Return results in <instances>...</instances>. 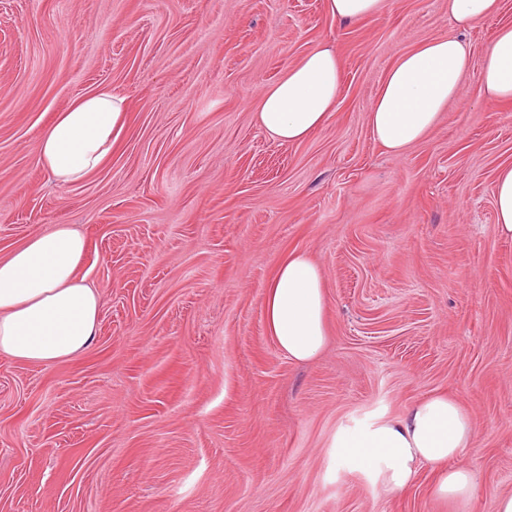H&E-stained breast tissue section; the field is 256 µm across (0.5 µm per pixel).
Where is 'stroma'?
Instances as JSON below:
<instances>
[{
	"label": "stroma",
	"instance_id": "1",
	"mask_svg": "<svg viewBox=\"0 0 512 512\" xmlns=\"http://www.w3.org/2000/svg\"><path fill=\"white\" fill-rule=\"evenodd\" d=\"M448 0H0V255L56 224L88 241L98 336L50 366L0 357V512H495L512 493V238L493 183L512 103L476 74L427 138L393 154L367 114L398 55L448 34ZM334 43L336 109L269 138L262 89ZM118 86L125 130L85 180L36 160L74 98ZM318 262L321 355L267 333L265 287ZM445 393L469 412L463 502L422 470L399 493L350 470L334 435ZM325 6L336 20L354 22L379 14L383 8V0H326Z\"/></svg>",
	"mask_w": 512,
	"mask_h": 512
}]
</instances>
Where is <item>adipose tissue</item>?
<instances>
[{
    "mask_svg": "<svg viewBox=\"0 0 512 512\" xmlns=\"http://www.w3.org/2000/svg\"><path fill=\"white\" fill-rule=\"evenodd\" d=\"M498 8L499 0H448L451 33L398 56L367 115L383 148L400 153L428 136L470 72L472 50L464 31ZM478 78L488 103L512 101V26L501 27L485 47ZM340 84L336 47L321 44L262 90L258 121L274 140L303 141L335 111ZM126 111L127 98L116 87L77 98L42 132L35 146L40 166L60 185L95 173L122 135ZM86 251L81 234L57 224L0 256V356L48 366L90 347L101 297L79 273ZM327 308L319 265L307 252L289 253L264 301L266 328L279 351L295 361L316 358L326 341ZM473 438L472 419L461 404L431 395L401 416L340 432L333 445L392 492L408 487L422 468H432L434 493L448 501L469 498L475 490L473 472L462 461Z\"/></svg>",
    "mask_w": 512,
    "mask_h": 512,
    "instance_id": "obj_1",
    "label": "adipose tissue"
}]
</instances>
